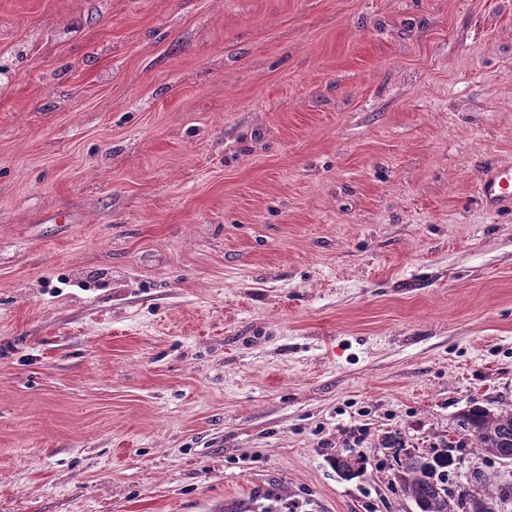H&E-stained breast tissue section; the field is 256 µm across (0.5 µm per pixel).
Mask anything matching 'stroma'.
Masks as SVG:
<instances>
[{
    "label": "stroma",
    "instance_id": "35a3bbf8",
    "mask_svg": "<svg viewBox=\"0 0 512 512\" xmlns=\"http://www.w3.org/2000/svg\"><path fill=\"white\" fill-rule=\"evenodd\" d=\"M0 59V512L512 472L458 427L512 410V0H0ZM479 196L488 210L496 211L512 204V165L503 164L488 170L479 186Z\"/></svg>",
    "mask_w": 512,
    "mask_h": 512
}]
</instances>
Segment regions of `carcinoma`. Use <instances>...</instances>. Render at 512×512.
<instances>
[{
    "instance_id": "1",
    "label": "carcinoma",
    "mask_w": 512,
    "mask_h": 512,
    "mask_svg": "<svg viewBox=\"0 0 512 512\" xmlns=\"http://www.w3.org/2000/svg\"><path fill=\"white\" fill-rule=\"evenodd\" d=\"M459 428L472 447L498 460L512 458V410L494 412L473 405L459 416ZM333 465L341 476L354 478L361 473L362 459L359 455H345L335 458ZM456 465L457 458L449 444L425 453L407 452L400 458L403 487L420 512H470V504L476 498L495 509L512 501V482L488 488L480 496L450 489Z\"/></svg>"
}]
</instances>
